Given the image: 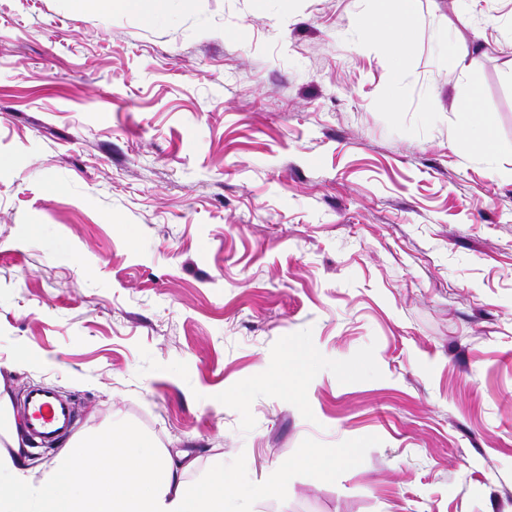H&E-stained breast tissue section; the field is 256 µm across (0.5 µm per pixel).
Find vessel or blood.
<instances>
[{
	"instance_id": "1",
	"label": "vessel or blood",
	"mask_w": 512,
	"mask_h": 512,
	"mask_svg": "<svg viewBox=\"0 0 512 512\" xmlns=\"http://www.w3.org/2000/svg\"><path fill=\"white\" fill-rule=\"evenodd\" d=\"M23 409L31 439L45 446L68 434L75 423L70 401L47 386L28 387L23 396Z\"/></svg>"
}]
</instances>
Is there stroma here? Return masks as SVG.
I'll return each instance as SVG.
<instances>
[{
	"mask_svg": "<svg viewBox=\"0 0 512 512\" xmlns=\"http://www.w3.org/2000/svg\"><path fill=\"white\" fill-rule=\"evenodd\" d=\"M396 9L0 0L15 417L44 384L187 483L287 468L246 512H512V0H414L391 56L361 24ZM102 9L112 11L115 9L137 10L143 7L145 2L150 4L149 17L152 19H161L171 13L173 0H94ZM479 94L473 89L470 101L463 106L464 124L469 129L473 146L483 155L490 156L494 152V142L488 124L478 117Z\"/></svg>",
	"mask_w": 512,
	"mask_h": 512,
	"instance_id": "stroma-1",
	"label": "stroma"
}]
</instances>
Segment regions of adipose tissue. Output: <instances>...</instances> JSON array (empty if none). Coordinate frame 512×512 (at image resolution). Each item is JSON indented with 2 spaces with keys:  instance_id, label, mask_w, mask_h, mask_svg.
Segmentation results:
<instances>
[{
  "instance_id": "ef3b65f1",
  "label": "adipose tissue",
  "mask_w": 512,
  "mask_h": 512,
  "mask_svg": "<svg viewBox=\"0 0 512 512\" xmlns=\"http://www.w3.org/2000/svg\"><path fill=\"white\" fill-rule=\"evenodd\" d=\"M184 471L142 432L111 426L75 439L33 475L0 379V512H228L238 492L234 471L193 489Z\"/></svg>"
}]
</instances>
